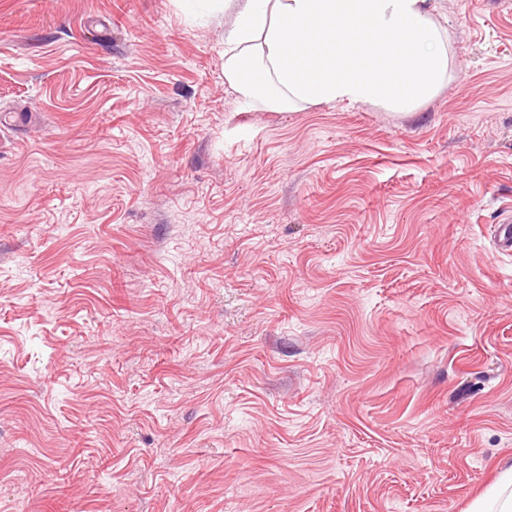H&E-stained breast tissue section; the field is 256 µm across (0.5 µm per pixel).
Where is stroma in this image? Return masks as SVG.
Returning a JSON list of instances; mask_svg holds the SVG:
<instances>
[{"label":"stroma","mask_w":512,"mask_h":512,"mask_svg":"<svg viewBox=\"0 0 512 512\" xmlns=\"http://www.w3.org/2000/svg\"><path fill=\"white\" fill-rule=\"evenodd\" d=\"M404 110L244 105L231 14L0 0V512H468L512 464V0Z\"/></svg>","instance_id":"1"}]
</instances>
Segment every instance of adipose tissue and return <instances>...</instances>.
<instances>
[{
  "label": "adipose tissue",
  "instance_id": "1",
  "mask_svg": "<svg viewBox=\"0 0 512 512\" xmlns=\"http://www.w3.org/2000/svg\"><path fill=\"white\" fill-rule=\"evenodd\" d=\"M230 12L224 77L250 105L411 106L448 72L431 0H213Z\"/></svg>",
  "mask_w": 512,
  "mask_h": 512
}]
</instances>
